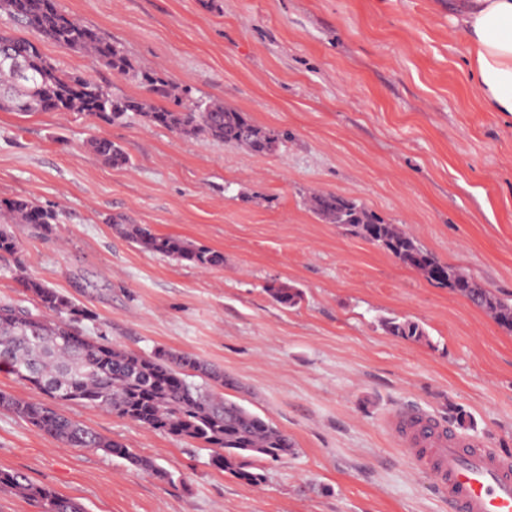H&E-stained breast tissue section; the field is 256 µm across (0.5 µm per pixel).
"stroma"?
<instances>
[{"label":"stroma","instance_id":"1","mask_svg":"<svg viewBox=\"0 0 512 512\" xmlns=\"http://www.w3.org/2000/svg\"><path fill=\"white\" fill-rule=\"evenodd\" d=\"M182 87L281 133L273 155L76 112L0 109V201L58 212L52 235L14 225L25 271L94 314L88 332L164 348L224 373L223 393L291 436L249 485L210 450L107 411L69 415L170 480L69 448L0 410V470L86 512H448L384 422L418 406L485 448L512 453V332L382 248L315 217L314 190L356 199L443 263L512 299V114L487 112L448 0H57ZM28 39L116 97L144 90L104 65ZM106 137L129 165L87 144ZM146 224L224 255L200 270L112 227ZM303 292L285 309L266 289ZM426 328L389 335L385 317ZM382 326L391 336L404 340L422 341L428 337L425 328L419 322L408 318H385L382 320Z\"/></svg>","mask_w":512,"mask_h":512}]
</instances>
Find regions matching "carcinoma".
Returning <instances> with one entry per match:
<instances>
[{"instance_id": "carcinoma-1", "label": "carcinoma", "mask_w": 512, "mask_h": 512, "mask_svg": "<svg viewBox=\"0 0 512 512\" xmlns=\"http://www.w3.org/2000/svg\"><path fill=\"white\" fill-rule=\"evenodd\" d=\"M3 12L45 40L78 52L117 75L137 82L149 96L114 97L104 86L74 76L52 63L24 37L0 33V46L27 63V77L18 79L0 67V108L16 111L80 112L104 122L133 114L147 127H161L186 138H209L270 155L284 135L255 123L246 113L217 101L180 103L185 91L156 73L137 69L124 50L99 31L62 13L56 0H0ZM171 99L178 107L156 104L151 96ZM94 154L112 166L129 164L122 148L106 137L89 142ZM319 219L335 224L390 253L399 263L427 281L466 298L498 325L512 331V300L501 298L476 281L441 263L415 237L394 224H385L361 203L334 192L317 191L307 198ZM13 223L53 232L59 214L23 196L0 203ZM115 231L140 249L189 265L210 269L224 265V254L172 235L154 233L145 224L112 222ZM23 243L10 226L0 225V256L14 258L23 294L31 301L0 303V371L33 387L48 401L25 400L0 393V407L71 448H92L126 459L132 466L160 479L170 474L156 462L133 453L68 416L63 407L81 403L128 419L149 430L194 441L212 450L214 465L239 480L258 485L265 480L260 461H277L293 453L295 443L270 420L216 391L228 385L224 374L187 354L157 349L150 354L121 347L107 336H92L76 324L93 319L84 305L48 284L24 274ZM283 307H293L301 290L267 289ZM395 337L422 341L425 328L417 321L382 320ZM8 485L38 504L42 512H84L81 503L31 483L19 472L0 471Z\"/></svg>"}]
</instances>
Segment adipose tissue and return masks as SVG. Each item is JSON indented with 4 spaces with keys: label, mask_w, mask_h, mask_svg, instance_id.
Here are the masks:
<instances>
[{
    "label": "adipose tissue",
    "mask_w": 512,
    "mask_h": 512,
    "mask_svg": "<svg viewBox=\"0 0 512 512\" xmlns=\"http://www.w3.org/2000/svg\"><path fill=\"white\" fill-rule=\"evenodd\" d=\"M448 9L483 109L512 114V0H453Z\"/></svg>",
    "instance_id": "adipose-tissue-1"
}]
</instances>
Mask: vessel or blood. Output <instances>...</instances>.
<instances>
[{
	"instance_id": "vessel-or-blood-1",
	"label": "vessel or blood",
	"mask_w": 512,
	"mask_h": 512,
	"mask_svg": "<svg viewBox=\"0 0 512 512\" xmlns=\"http://www.w3.org/2000/svg\"><path fill=\"white\" fill-rule=\"evenodd\" d=\"M385 427L448 500V512H512V456L480 447L416 407L395 410Z\"/></svg>"
}]
</instances>
